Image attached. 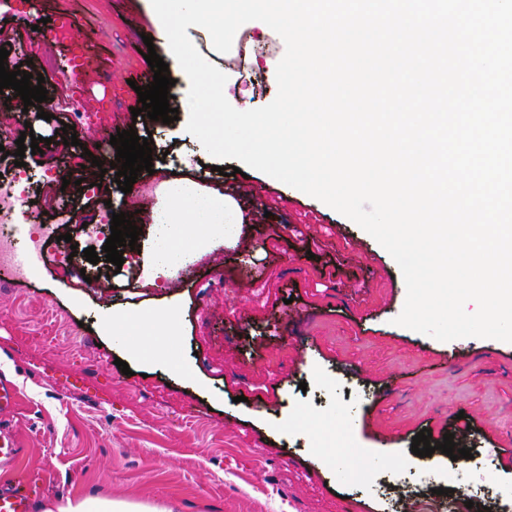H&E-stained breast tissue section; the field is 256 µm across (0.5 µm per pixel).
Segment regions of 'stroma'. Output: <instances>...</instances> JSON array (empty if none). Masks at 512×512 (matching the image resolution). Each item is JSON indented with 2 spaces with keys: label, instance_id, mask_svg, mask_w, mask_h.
<instances>
[{
  "label": "stroma",
  "instance_id": "35a3bbf8",
  "mask_svg": "<svg viewBox=\"0 0 512 512\" xmlns=\"http://www.w3.org/2000/svg\"><path fill=\"white\" fill-rule=\"evenodd\" d=\"M22 9L53 31L32 41L30 72L46 73L59 104L48 121L34 106L0 111L9 151L28 127L51 141L24 157L28 221L51 223L68 202L78 220L57 232L78 243L81 221L107 208L130 214L143 286L130 289L108 262L109 287L83 288L58 278L48 257L0 285V380L18 390L7 426L23 448L0 468V484L29 485L39 504L67 494L175 498L180 512H404L440 486L472 500L470 512H512V342H442L397 325L404 278L369 233L298 189L250 167L234 174L236 160L209 155L186 130L184 72L146 0H23ZM236 35L264 53L225 65L202 28L196 48L226 74L235 109L264 107L277 95L285 44L260 21ZM147 36L176 81L170 124L131 114ZM46 57L56 70L45 71ZM66 123L78 145H64ZM129 128L154 141L140 183L197 182L231 196L246 219L232 242L214 235L197 246L193 277L172 272L163 288L152 285L159 242L143 231L161 196L135 209L111 169L95 194L83 187L96 161L114 159L98 142ZM169 310L174 332L148 350L143 316ZM116 328L131 333L140 359ZM461 413L475 425L471 458L413 455L420 430L452 432ZM337 441L350 450L346 463L328 450Z\"/></svg>",
  "mask_w": 512,
  "mask_h": 512
}]
</instances>
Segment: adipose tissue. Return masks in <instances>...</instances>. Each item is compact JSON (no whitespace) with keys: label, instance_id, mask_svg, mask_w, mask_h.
<instances>
[{"label":"adipose tissue","instance_id":"adipose-tissue-1","mask_svg":"<svg viewBox=\"0 0 512 512\" xmlns=\"http://www.w3.org/2000/svg\"><path fill=\"white\" fill-rule=\"evenodd\" d=\"M155 223L169 225L177 237L207 239L219 232L225 241L236 236L244 217L236 204L217 193H200L194 183L172 182L167 186L166 203L154 217ZM44 512H178L172 505L135 503L98 497H68L45 508Z\"/></svg>","mask_w":512,"mask_h":512}]
</instances>
